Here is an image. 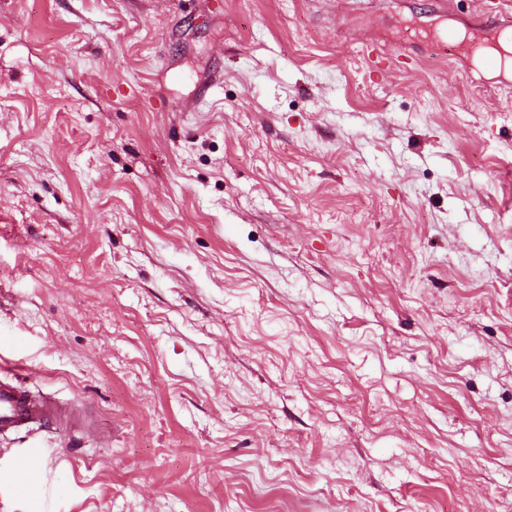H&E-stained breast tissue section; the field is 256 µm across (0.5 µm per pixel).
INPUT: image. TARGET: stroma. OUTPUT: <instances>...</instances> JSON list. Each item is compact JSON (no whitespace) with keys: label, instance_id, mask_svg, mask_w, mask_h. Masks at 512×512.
I'll use <instances>...</instances> for the list:
<instances>
[{"label":"stroma","instance_id":"1","mask_svg":"<svg viewBox=\"0 0 512 512\" xmlns=\"http://www.w3.org/2000/svg\"><path fill=\"white\" fill-rule=\"evenodd\" d=\"M446 2L0 0V370L94 423L0 512H512V89ZM499 54L491 52H482L479 54L475 62H468V69H466L469 78L473 77V73H477L481 76V73L492 72L496 74L500 84L510 87L511 81H509V75H511L512 68V53H505L501 50Z\"/></svg>","mask_w":512,"mask_h":512}]
</instances>
